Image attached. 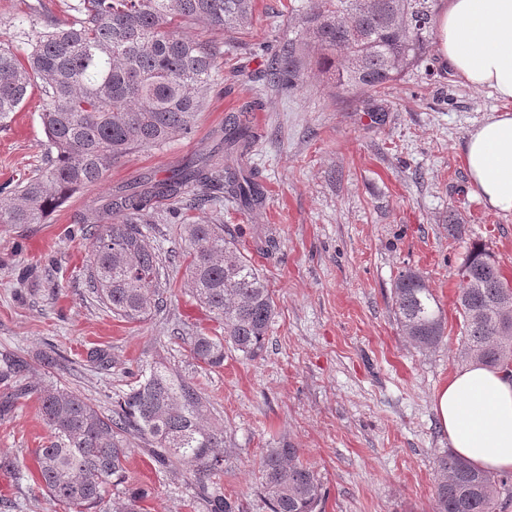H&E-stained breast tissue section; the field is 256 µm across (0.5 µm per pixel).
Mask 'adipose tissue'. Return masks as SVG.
<instances>
[{
	"label": "adipose tissue",
	"mask_w": 512,
	"mask_h": 512,
	"mask_svg": "<svg viewBox=\"0 0 512 512\" xmlns=\"http://www.w3.org/2000/svg\"><path fill=\"white\" fill-rule=\"evenodd\" d=\"M436 27L454 75L501 103L469 132L463 163L478 197L512 213V0H448ZM433 410L456 454L487 472L512 470V373L468 363L438 390Z\"/></svg>",
	"instance_id": "adipose-tissue-1"
}]
</instances>
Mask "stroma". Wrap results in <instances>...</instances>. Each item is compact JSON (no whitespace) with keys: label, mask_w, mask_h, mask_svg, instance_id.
I'll use <instances>...</instances> for the list:
<instances>
[{"label":"stroma","mask_w":512,"mask_h":512,"mask_svg":"<svg viewBox=\"0 0 512 512\" xmlns=\"http://www.w3.org/2000/svg\"><path fill=\"white\" fill-rule=\"evenodd\" d=\"M69 2L0 0V41L16 43L18 27L39 12L69 19ZM191 32L225 44L193 133L128 155L46 223L0 225V360L27 366L0 382V401L12 403L0 416V457L32 473L34 449L50 441L35 399L12 397L16 383L43 375L46 353L60 354L61 382L107 414L139 369L161 360L210 401L226 439L221 488L245 512H269L260 461L282 441L317 472L321 512H432L436 459L449 447L433 398L462 366L456 270L479 243L512 283V213L485 205L461 160L467 133L492 114L495 97L465 85L434 50L385 91L365 94L332 89L308 51L303 88L281 92L260 75L291 34L288 0H255L251 29L229 42L207 25ZM244 105L262 204L247 209L217 191L206 209L183 207L182 218L223 223L265 277L276 313L256 357L229 350L211 368L184 343L216 327L188 291L184 263L167 267L163 312L128 323L89 286L84 230L110 223L121 188L216 150L225 120ZM42 110L32 94L0 130V184L43 167ZM452 219L461 236L449 234ZM408 267L428 278L446 317L432 352L412 348L391 306L393 282ZM95 350L106 363L90 361ZM128 468L131 483L149 491L147 512H207L184 470L159 467L140 447ZM0 512L66 510L32 480L0 472Z\"/></svg>","instance_id":"35a3bbf8"}]
</instances>
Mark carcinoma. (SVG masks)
Wrapping results in <instances>:
<instances>
[{
  "instance_id": "1",
  "label": "carcinoma",
  "mask_w": 512,
  "mask_h": 512,
  "mask_svg": "<svg viewBox=\"0 0 512 512\" xmlns=\"http://www.w3.org/2000/svg\"><path fill=\"white\" fill-rule=\"evenodd\" d=\"M437 0H291L295 38L267 63L270 83L288 92L305 83L300 45L318 47V65L336 88L378 91L422 63L432 43ZM70 21L36 17L18 30L28 50L0 44V129L30 95L45 101L41 122L48 142L41 173L0 186V224H44L72 193L101 182L134 151L159 149L193 133L204 95L224 55L215 41L188 34L203 22L226 36L253 25L254 0H74ZM253 143L250 127L235 119L224 128L222 153L191 160L162 178H146L122 196L116 222L90 229L89 281L98 301L117 318L141 323L164 307L162 256L145 232L149 204L178 201L194 191L203 205L212 191L249 207L263 189L245 167ZM191 293L224 334L187 338L191 356L212 368L224 364V346L247 357L264 347L275 301L259 271L224 236L216 222L180 227ZM457 275L463 327L459 356L503 369L512 361V335H501L499 312L488 306L501 294L496 260L481 245ZM401 330L420 352L437 349L445 333L443 310L426 277L408 268L391 294ZM35 396L51 431L50 444L34 450L37 484L74 512H144L145 489L128 483L130 448L147 446L165 468L182 467L197 483L210 512H243L219 491L224 428L211 423L210 403L191 381L165 363L149 367L104 415L85 396L58 381L20 386L15 398ZM434 512H495L508 485L447 451L436 460ZM262 487L270 512H317L322 485L289 442L266 449ZM124 487L112 497V488Z\"/></svg>"
}]
</instances>
